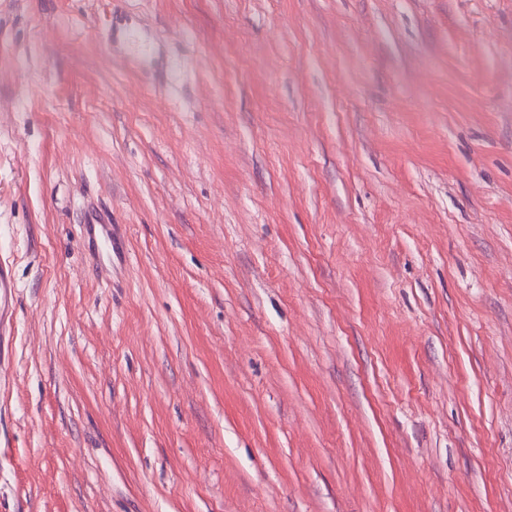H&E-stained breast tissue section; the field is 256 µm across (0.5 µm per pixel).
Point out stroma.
Listing matches in <instances>:
<instances>
[{"label":"stroma","mask_w":512,"mask_h":512,"mask_svg":"<svg viewBox=\"0 0 512 512\" xmlns=\"http://www.w3.org/2000/svg\"><path fill=\"white\" fill-rule=\"evenodd\" d=\"M2 259L0 512H512V0H0ZM86 228V234L89 238L96 239L97 234H100L105 239V246L112 254L113 251V226L110 218H105L100 214H91L84 222ZM14 279L12 271L5 264L0 263V334L11 325L14 308Z\"/></svg>","instance_id":"1"}]
</instances>
